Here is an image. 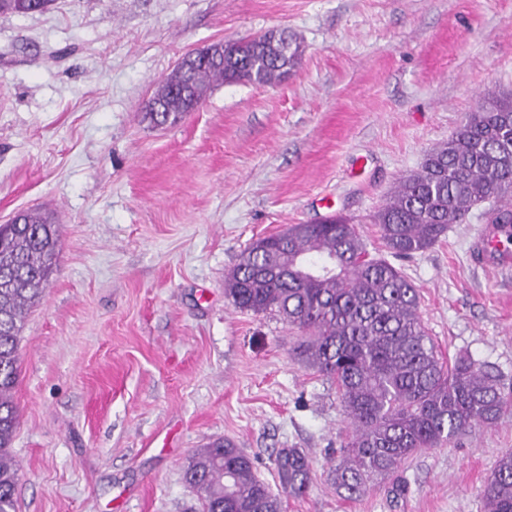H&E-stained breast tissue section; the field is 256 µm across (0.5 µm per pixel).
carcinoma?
Returning <instances> with one entry per match:
<instances>
[{
	"label": "carcinoma",
	"mask_w": 512,
	"mask_h": 512,
	"mask_svg": "<svg viewBox=\"0 0 512 512\" xmlns=\"http://www.w3.org/2000/svg\"><path fill=\"white\" fill-rule=\"evenodd\" d=\"M46 11L54 0H0V13ZM206 65L183 61L163 79L145 117L177 123L224 83L279 82L300 56L284 32L228 40ZM492 199L493 224L512 225V101H478L444 144L402 177L374 214L385 251L395 259L432 247L472 208ZM58 230L39 211L0 224V512H16L20 468L11 452L18 424L14 390L26 316L40 301L60 254ZM236 308L275 311L308 334L298 355L336 385L352 426L334 468L336 489L357 500L415 453L469 437L498 423L512 399L496 376L470 358L445 364L427 336L419 293L401 269L371 254L342 216L297 224L288 234L252 242L224 281ZM283 492L309 495V457L281 449L275 460ZM205 512H282L249 456L229 440L198 449L183 472ZM486 512H512V452L501 455L481 490Z\"/></svg>",
	"instance_id": "carcinoma-1"
}]
</instances>
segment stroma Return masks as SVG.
<instances>
[{"label":"stroma","mask_w":512,"mask_h":512,"mask_svg":"<svg viewBox=\"0 0 512 512\" xmlns=\"http://www.w3.org/2000/svg\"><path fill=\"white\" fill-rule=\"evenodd\" d=\"M283 30L277 84L232 82L179 122L145 103L186 53ZM512 97V0H56L0 14V224L39 209L57 267L25 320L14 392L17 512H202L193 453L231 440L277 485L304 451L309 496L283 512H482L512 451V410L344 499L330 454L349 428L336 387L275 312L235 308L224 280L255 239L331 214L371 253V217L480 97ZM481 211L398 260L444 361L469 356L512 394V268L477 264Z\"/></svg>","instance_id":"stroma-1"}]
</instances>
